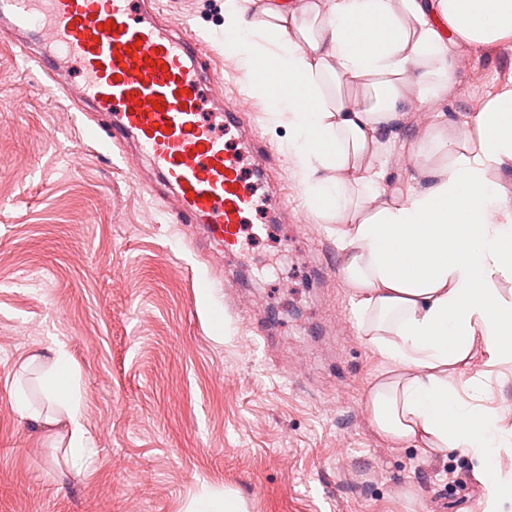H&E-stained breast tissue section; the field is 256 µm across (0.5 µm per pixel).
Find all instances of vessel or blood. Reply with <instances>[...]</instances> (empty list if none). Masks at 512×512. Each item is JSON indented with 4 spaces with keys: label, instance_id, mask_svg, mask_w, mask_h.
<instances>
[{
    "label": "vessel or blood",
    "instance_id": "1",
    "mask_svg": "<svg viewBox=\"0 0 512 512\" xmlns=\"http://www.w3.org/2000/svg\"><path fill=\"white\" fill-rule=\"evenodd\" d=\"M22 33L43 48L35 61L46 92L60 87L56 61L75 65L88 108L115 116L113 145L134 143L162 180L157 196L165 213L196 224L208 282L235 287L224 259L236 252L256 206L241 184L242 161L250 159L262 178L274 154L249 129L240 149L229 150L204 119L199 89L213 73L199 66L197 39L144 14L139 0H0V40L14 43Z\"/></svg>",
    "mask_w": 512,
    "mask_h": 512
}]
</instances>
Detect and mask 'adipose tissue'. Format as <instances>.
I'll use <instances>...</instances> for the list:
<instances>
[{
  "mask_svg": "<svg viewBox=\"0 0 512 512\" xmlns=\"http://www.w3.org/2000/svg\"><path fill=\"white\" fill-rule=\"evenodd\" d=\"M224 35L244 67L266 59L287 87L249 83L292 133L303 202L335 222L358 332L383 362L367 394L374 429L393 445L465 455L481 512H503L512 424L490 372L512 370V81L477 111L436 113L415 149L420 180L392 197L384 157L408 95L442 99L461 50L512 44V0H319L308 17L224 0ZM43 385L70 419L71 454L84 456L80 378L63 347Z\"/></svg>",
  "mask_w": 512,
  "mask_h": 512,
  "instance_id": "adipose-tissue-1",
  "label": "adipose tissue"
}]
</instances>
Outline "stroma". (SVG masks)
<instances>
[{"label":"stroma","instance_id":"obj_1","mask_svg":"<svg viewBox=\"0 0 512 512\" xmlns=\"http://www.w3.org/2000/svg\"><path fill=\"white\" fill-rule=\"evenodd\" d=\"M202 42L218 82L205 112L238 100L242 120L274 152L288 221L246 219L247 309L204 291L202 254L163 203L138 186L148 160L122 161L108 120L88 134L74 66L49 97L19 46L0 43V512H191L202 493L233 491L247 512H478L481 488L456 452L428 457L375 432L366 394L381 368L358 334L349 290L311 267L334 237L302 204L286 148L249 73L227 62L224 0H156ZM512 80V48L462 50L446 99L415 103L387 162L388 193L418 168L420 112H472ZM341 266L340 251L330 256ZM80 374L79 419L91 439L71 460V427L56 406L21 419L13 386L40 390L52 341Z\"/></svg>","mask_w":512,"mask_h":512}]
</instances>
